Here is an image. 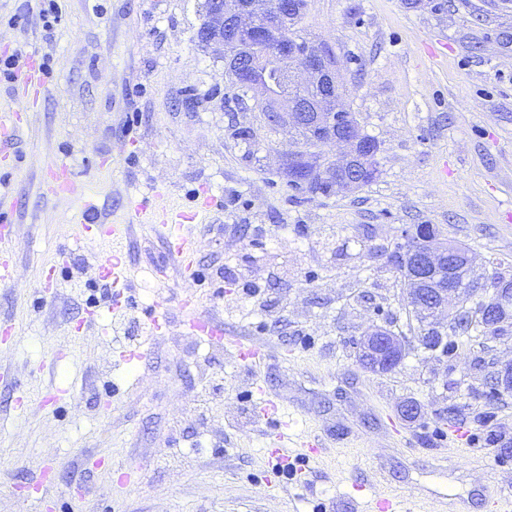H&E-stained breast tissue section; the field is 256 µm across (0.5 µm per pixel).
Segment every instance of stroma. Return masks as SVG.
Instances as JSON below:
<instances>
[{"label":"stroma","instance_id":"obj_1","mask_svg":"<svg viewBox=\"0 0 512 512\" xmlns=\"http://www.w3.org/2000/svg\"><path fill=\"white\" fill-rule=\"evenodd\" d=\"M203 3L60 0L48 33L39 0H0V57L36 54L41 81L0 76V113L20 123L0 142V219L17 226L0 324L18 326L0 334V512H351L355 478L413 512H439L448 496L486 512L481 487L512 495V391L489 394L512 363V330L457 336L443 314L451 352L425 349L393 257L405 230L429 224L512 276V0H309L302 27L333 49L346 107L382 146L374 183L328 196L289 187L295 131H269L223 59L198 47ZM63 164L108 224L129 196L185 212L210 196L192 228L195 279L160 288L166 246L140 236L123 250L130 287L110 306L93 268L102 246L72 236L81 201L45 177ZM271 224L281 237L264 235ZM247 284L258 295L244 297ZM162 292L167 332L125 363L114 329L149 326ZM186 295L225 335L265 344L261 369L184 335ZM374 324L406 344L384 373L356 358ZM264 395L292 416L288 450L309 435L323 444L296 458V475L268 467ZM408 400L420 410L405 421ZM432 450L452 458L443 475ZM52 461V496L34 502ZM120 469L134 487L117 484Z\"/></svg>","mask_w":512,"mask_h":512}]
</instances>
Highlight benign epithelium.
I'll return each mask as SVG.
<instances>
[{
    "mask_svg": "<svg viewBox=\"0 0 512 512\" xmlns=\"http://www.w3.org/2000/svg\"><path fill=\"white\" fill-rule=\"evenodd\" d=\"M217 6L207 15L199 43L206 49L226 57L232 64V76L238 80L250 77L252 69L262 62L275 68L279 77L299 90L293 99L269 98L261 89L254 98L269 104V120L288 123L296 128H324L327 135L318 145L343 148L333 159V167L347 172L334 181L340 190L359 188L362 172L371 169V155L380 149L369 147L352 114L342 107L344 88L339 64L330 60L319 45L305 48L293 45L280 49L282 38L293 22L289 0H216ZM316 166L288 173V181L303 187L323 175ZM475 265L458 244L436 236L424 239L414 257L411 271L412 288L407 301L420 316L431 319L448 309V300L461 305L472 289L458 282L461 269ZM494 287L484 293L490 301L489 327L512 328V280H494ZM360 364L371 371L383 372L401 359L405 343L384 327L375 325L356 342Z\"/></svg>",
    "mask_w": 512,
    "mask_h": 512,
    "instance_id": "obj_1",
    "label": "benign epithelium"
}]
</instances>
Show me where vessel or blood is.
Returning a JSON list of instances; mask_svg holds the SVG:
<instances>
[{"mask_svg": "<svg viewBox=\"0 0 512 512\" xmlns=\"http://www.w3.org/2000/svg\"><path fill=\"white\" fill-rule=\"evenodd\" d=\"M195 219L194 214L187 212H174L166 206L159 205L146 208L142 203L131 202L129 217L122 224H101L96 217L93 204H86L85 216L80 224L74 227V238L78 241L92 239L93 235L115 242H122L133 238L143 227H150L151 231L160 235L166 245L170 261L158 272L157 281L160 285H167L170 279H188L193 275V257L196 252V240L191 231ZM17 230L14 224H0V285L9 284L14 276V263L12 246ZM186 334L193 336H206L214 343L230 342L237 352L239 359L252 366H259L264 360L266 351L263 346L239 336L225 337L224 330L217 318L210 313L194 311L183 324ZM283 404L267 401L263 413L272 415L280 420L279 431L275 436L276 445L268 449L267 454L272 471L278 472L288 463V451L283 446L286 431L289 427L282 418Z\"/></svg>", "mask_w": 512, "mask_h": 512, "instance_id": "b4317fda", "label": "vessel or blood"}]
</instances>
